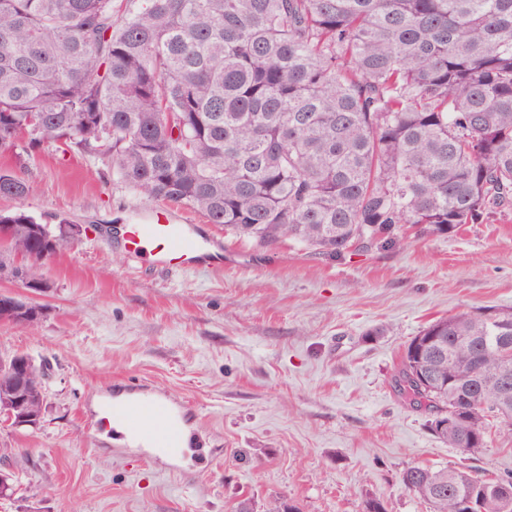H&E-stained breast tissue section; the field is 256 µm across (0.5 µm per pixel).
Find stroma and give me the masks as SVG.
I'll list each match as a JSON object with an SVG mask.
<instances>
[{"label": "stroma", "instance_id": "obj_1", "mask_svg": "<svg viewBox=\"0 0 512 512\" xmlns=\"http://www.w3.org/2000/svg\"><path fill=\"white\" fill-rule=\"evenodd\" d=\"M21 209L84 227L43 267L33 292H0L42 308L32 326L0 323V356L45 365V414L33 428L0 422V512H264L275 497L301 512H430L403 486L414 465L512 476V441L461 453L428 412L398 393L405 345L430 321L512 307V212L445 236L407 232L392 247L341 256L286 241L226 239L185 206L117 181L105 155L36 149ZM221 239L224 263L168 272L131 261L100 227L153 213ZM143 384L179 404L190 447L158 455L118 442L103 405Z\"/></svg>", "mask_w": 512, "mask_h": 512}]
</instances>
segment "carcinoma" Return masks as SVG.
<instances>
[{
	"instance_id": "1",
	"label": "carcinoma",
	"mask_w": 512,
	"mask_h": 512,
	"mask_svg": "<svg viewBox=\"0 0 512 512\" xmlns=\"http://www.w3.org/2000/svg\"><path fill=\"white\" fill-rule=\"evenodd\" d=\"M98 152L112 175L260 247L322 254L448 235L512 210V0H0V196L32 152ZM10 225L0 275L42 268L67 223ZM462 311L406 345L412 405L458 414L464 453L512 438V308ZM452 378L446 388L442 382ZM432 512H512L504 479L412 466Z\"/></svg>"
}]
</instances>
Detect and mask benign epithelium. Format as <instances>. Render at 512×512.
Here are the masks:
<instances>
[{
	"instance_id": "1",
	"label": "benign epithelium",
	"mask_w": 512,
	"mask_h": 512,
	"mask_svg": "<svg viewBox=\"0 0 512 512\" xmlns=\"http://www.w3.org/2000/svg\"><path fill=\"white\" fill-rule=\"evenodd\" d=\"M30 304L14 300L0 306V320L13 324L33 325L37 319L29 311ZM0 410L23 425L36 426L43 415V402L32 393L28 359L23 353L11 355L9 368L0 372Z\"/></svg>"
}]
</instances>
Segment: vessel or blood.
Here are the masks:
<instances>
[{
    "label": "vessel or blood",
    "mask_w": 512,
    "mask_h": 512,
    "mask_svg": "<svg viewBox=\"0 0 512 512\" xmlns=\"http://www.w3.org/2000/svg\"><path fill=\"white\" fill-rule=\"evenodd\" d=\"M122 244L134 262L148 258L170 271L199 267L211 260L210 241L196 225L174 223L164 212L155 213L146 223L125 227ZM112 415L151 447L169 453L176 450L177 410L170 402L132 387L113 403Z\"/></svg>",
    "instance_id": "1"
}]
</instances>
